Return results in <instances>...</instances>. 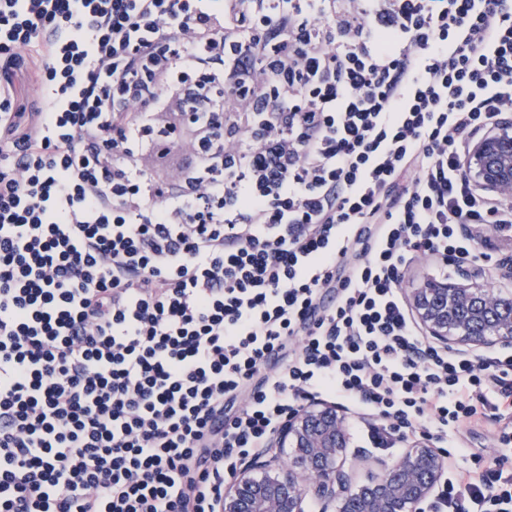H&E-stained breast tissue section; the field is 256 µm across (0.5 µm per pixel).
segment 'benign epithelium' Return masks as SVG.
I'll list each match as a JSON object with an SVG mask.
<instances>
[{"instance_id":"7a95c632","label":"benign epithelium","mask_w":512,"mask_h":512,"mask_svg":"<svg viewBox=\"0 0 512 512\" xmlns=\"http://www.w3.org/2000/svg\"><path fill=\"white\" fill-rule=\"evenodd\" d=\"M468 165L482 189L512 191V118L473 145ZM409 303L431 341L465 355L512 348V289L488 285L481 266L461 268L452 281L426 280L411 289ZM285 443L294 461L276 470L266 461L247 463L224 489L222 512H304L309 497L322 504L320 512H417L448 469L446 455L423 439L367 483L355 484L342 462L346 417L325 401L288 416L270 447Z\"/></svg>"}]
</instances>
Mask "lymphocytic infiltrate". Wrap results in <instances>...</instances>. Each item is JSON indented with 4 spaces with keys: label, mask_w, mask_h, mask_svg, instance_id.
Returning <instances> with one entry per match:
<instances>
[{
    "label": "lymphocytic infiltrate",
    "mask_w": 512,
    "mask_h": 512,
    "mask_svg": "<svg viewBox=\"0 0 512 512\" xmlns=\"http://www.w3.org/2000/svg\"><path fill=\"white\" fill-rule=\"evenodd\" d=\"M511 115L512 0H0V512H221L325 397L512 512V349L400 289L512 240L467 171Z\"/></svg>",
    "instance_id": "f902f5d3"
}]
</instances>
